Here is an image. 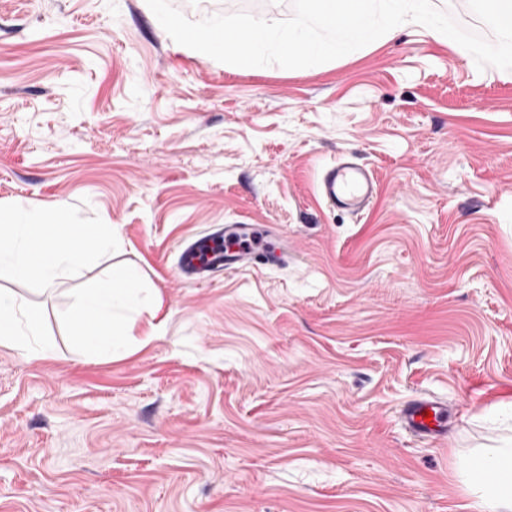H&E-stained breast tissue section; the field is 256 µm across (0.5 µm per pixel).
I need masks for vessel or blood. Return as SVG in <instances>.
I'll use <instances>...</instances> for the list:
<instances>
[{
    "label": "vessel or blood",
    "mask_w": 512,
    "mask_h": 512,
    "mask_svg": "<svg viewBox=\"0 0 512 512\" xmlns=\"http://www.w3.org/2000/svg\"><path fill=\"white\" fill-rule=\"evenodd\" d=\"M316 188L329 207L355 215L369 209L378 195L373 171L349 154L339 156L322 170ZM276 234V228L268 224L225 225L224 252L213 258L208 255L213 234L187 237L178 246L179 258L172 273L183 282L209 283L222 271L286 265L290 254L287 248L273 247ZM397 417L412 436L430 441L448 436L450 410L435 396L414 397L400 408Z\"/></svg>",
    "instance_id": "1"
}]
</instances>
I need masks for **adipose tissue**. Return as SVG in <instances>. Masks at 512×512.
<instances>
[{
	"mask_svg": "<svg viewBox=\"0 0 512 512\" xmlns=\"http://www.w3.org/2000/svg\"><path fill=\"white\" fill-rule=\"evenodd\" d=\"M68 222V209L61 203L27 216L0 207V275L50 288L84 266L91 252L111 245L112 227L108 224L97 225L89 239L70 240L62 246L44 242L45 224ZM141 292L139 272L124 268L100 279L81 295L72 334L85 356L123 347L117 312L137 305ZM40 329L37 314L13 293L0 291V345L27 348ZM458 476L471 500L472 512H512V439L471 452L460 464Z\"/></svg>",
	"mask_w": 512,
	"mask_h": 512,
	"instance_id": "adipose-tissue-1",
	"label": "adipose tissue"
}]
</instances>
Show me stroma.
Wrapping results in <instances>:
<instances>
[{
	"mask_svg": "<svg viewBox=\"0 0 512 512\" xmlns=\"http://www.w3.org/2000/svg\"><path fill=\"white\" fill-rule=\"evenodd\" d=\"M344 153L380 186L359 216L316 191ZM60 202L113 244L48 290L0 277L51 348L0 345V512H468L455 468L512 437V73L413 22L242 71L146 0H0V206ZM219 224L293 259L175 282ZM123 266L125 347L84 357L78 299ZM422 392L447 441L399 428Z\"/></svg>",
	"mask_w": 512,
	"mask_h": 512,
	"instance_id": "1",
	"label": "stroma"
}]
</instances>
